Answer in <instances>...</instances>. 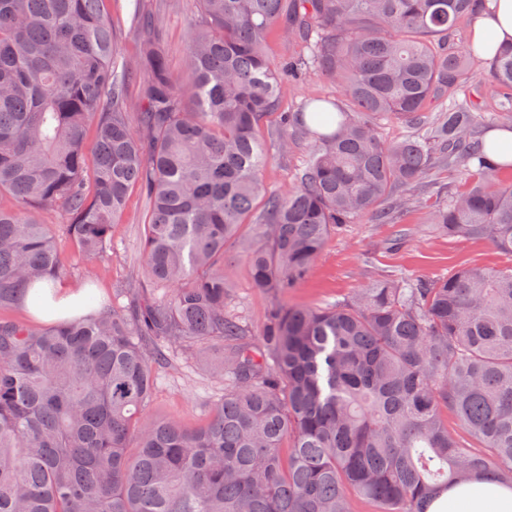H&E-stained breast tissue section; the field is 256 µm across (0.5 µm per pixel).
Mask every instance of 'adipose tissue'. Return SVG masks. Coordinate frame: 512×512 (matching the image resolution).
I'll list each match as a JSON object with an SVG mask.
<instances>
[{
  "mask_svg": "<svg viewBox=\"0 0 512 512\" xmlns=\"http://www.w3.org/2000/svg\"><path fill=\"white\" fill-rule=\"evenodd\" d=\"M471 41L484 57L493 56L499 44L512 41V0H490L473 24ZM428 512H512V488L475 476L449 486Z\"/></svg>",
  "mask_w": 512,
  "mask_h": 512,
  "instance_id": "adipose-tissue-1",
  "label": "adipose tissue"
}]
</instances>
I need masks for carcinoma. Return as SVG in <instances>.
Wrapping results in <instances>:
<instances>
[{
    "label": "carcinoma",
    "mask_w": 512,
    "mask_h": 512,
    "mask_svg": "<svg viewBox=\"0 0 512 512\" xmlns=\"http://www.w3.org/2000/svg\"><path fill=\"white\" fill-rule=\"evenodd\" d=\"M198 3L179 78L147 10L132 77L102 0H0V194L14 200L0 207V512H353L354 496L427 512L473 475L512 485V263L393 276L323 307L282 301L332 232L395 217L397 190L441 166L472 180L428 223L512 258V179H500L512 164L477 136L476 50L448 48L486 0ZM274 33L309 56L271 62ZM309 62L350 111L314 99L278 113ZM488 75L493 119L512 125V43ZM309 112L335 128H312ZM276 113L283 138L300 126L314 140L286 191L263 179L258 131ZM384 120L409 134L383 141ZM134 186L148 200L144 286L125 305L89 295L88 313L58 323L12 317L70 276L59 239L82 259L111 247ZM248 224L253 285L274 299L256 343L224 275ZM211 342L224 395L207 422L145 418L153 366Z\"/></svg>",
    "instance_id": "carcinoma-1"
}]
</instances>
